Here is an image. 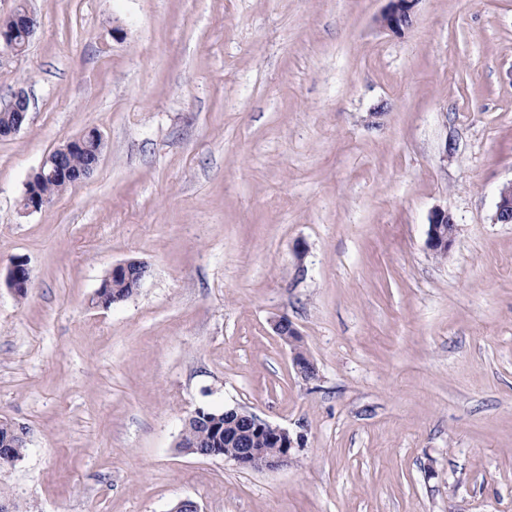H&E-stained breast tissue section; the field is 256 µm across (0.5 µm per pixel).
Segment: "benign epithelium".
Returning <instances> with one entry per match:
<instances>
[{
	"label": "benign epithelium",
	"instance_id": "7a95c632",
	"mask_svg": "<svg viewBox=\"0 0 512 512\" xmlns=\"http://www.w3.org/2000/svg\"><path fill=\"white\" fill-rule=\"evenodd\" d=\"M418 0H391V6L381 17V24L389 29H400L412 21L413 9ZM38 21L36 16L21 6L6 17L0 18V52L5 50L11 54L22 53L33 38ZM4 111L12 114L8 123L0 125V138L10 137L19 132L26 124L29 112V101L25 93L18 92ZM103 148L101 134L89 130L54 149L42 162L27 182L22 200V208L27 212L37 211L51 203V200L39 194L36 181L55 179L71 183L88 179L99 163ZM89 150L92 152V162L86 169L72 171L66 166V158L73 152ZM496 221L502 224L512 223V183L504 186L496 204ZM458 232L453 216L444 208H436L429 218L427 230V246L433 253L446 254L453 246ZM149 274L148 266L138 260H126L112 267L101 284L109 288L112 278L124 276L127 280L135 281V288H140ZM32 276L29 268L23 262H16L10 268L6 285L13 292L25 291L31 284ZM273 329L283 343L291 348L292 365L303 378L309 379L316 375V366L311 358L301 349L296 348L300 334L293 324L281 317L273 324ZM192 417L203 419L218 429L221 418L235 419V425L229 432L224 433V439L234 445V448L224 453V458L236 465L247 469H277L288 464L294 455L296 443L288 430L261 419L251 412L241 413L238 409H226L214 412L206 407H198ZM254 435H262L273 444L271 448H252L250 440Z\"/></svg>",
	"mask_w": 512,
	"mask_h": 512
}]
</instances>
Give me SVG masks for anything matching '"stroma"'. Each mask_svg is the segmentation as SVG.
<instances>
[{"label":"stroma","mask_w":512,"mask_h":512,"mask_svg":"<svg viewBox=\"0 0 512 512\" xmlns=\"http://www.w3.org/2000/svg\"><path fill=\"white\" fill-rule=\"evenodd\" d=\"M0 496L31 512H512V0H0ZM90 178L25 212L87 130ZM458 226L427 248L432 210ZM149 274L96 306L113 265ZM25 295L6 285L14 262ZM288 318L318 375L273 330ZM287 429L293 462L177 447L195 408ZM389 9L381 17V24L389 29H401L412 21L413 9L419 0H390ZM38 21L26 6H20L13 13L0 18V54L2 51L18 55L33 38ZM0 112L13 113L8 123L0 125V138L10 137L19 132L26 124L29 112V101L24 92H17L10 104ZM103 148L101 134L96 130H89L68 141L62 146L54 149L42 162L41 166L34 172L27 182V187L22 200V208L24 211L32 212L41 209L43 206L51 203L57 195L63 192L70 184L63 181L77 183L88 179L99 163ZM83 150H91L92 162L90 166L85 168L91 161L89 153L78 152ZM75 152V153H73ZM73 153L70 157L69 155ZM71 171L66 166V158ZM83 169V170H81ZM55 179L58 181L43 182L39 186V190L49 198L39 194L36 188V181H45ZM60 181V182H59ZM31 280V272L26 264L23 262H16L8 272L6 285L15 293L23 291L20 293L22 296L25 295V290L29 288ZM15 424L9 421H0V443L1 446L8 442L7 447H12L17 462L23 460L27 453V444L15 430Z\"/></svg>","instance_id":"stroma-1"}]
</instances>
